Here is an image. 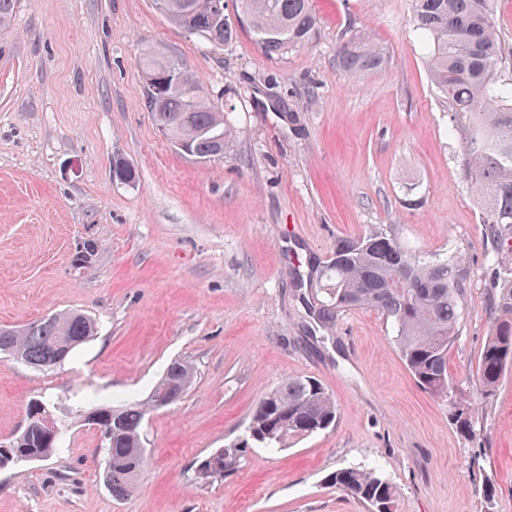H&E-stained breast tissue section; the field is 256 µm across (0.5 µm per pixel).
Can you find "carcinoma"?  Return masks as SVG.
<instances>
[{
  "mask_svg": "<svg viewBox=\"0 0 512 512\" xmlns=\"http://www.w3.org/2000/svg\"><path fill=\"white\" fill-rule=\"evenodd\" d=\"M176 0H155L157 9L185 31L219 46L233 39L237 28L224 19V33L215 34L208 9L194 16L176 13ZM243 17L261 52L272 58L311 43L318 33L312 0H241ZM417 30L430 45L431 84L448 103L453 125L450 134L466 133L463 175L470 183L483 214L490 245L494 288L488 298L490 333L474 375L473 399L491 398L512 366V77L499 74L503 60L493 0H411ZM339 66L351 75L381 67L383 53L363 37H353L338 50ZM182 80L192 88L190 101L170 89L146 91L148 108L158 128L173 141H191L197 155L215 148L221 137L227 147L229 129L224 111L205 96L186 67ZM319 287L306 306L325 327L354 309L380 313L393 330L396 350L417 384L446 398L452 392L448 352L467 301L464 257L459 251L425 255L404 245L392 227H378L336 241L332 256L316 266ZM98 333L97 324L80 311H68L22 327L0 328V354L6 352L35 369L65 363ZM192 365L171 363L147 399L121 405L92 406L111 428L104 448V483L112 496L134 492L145 465L143 424L158 399L178 400L191 388ZM451 418L463 433L473 430L471 402H450ZM335 402L315 377L282 381L255 407L248 436L267 448L279 449L333 427ZM26 419L23 431L7 443L13 455L39 454L46 458L61 448ZM224 468L213 473L197 469L210 482L224 478L241 463L243 446L224 448ZM336 489L364 504L367 512H393L397 489L381 472L363 466L336 470L329 478Z\"/></svg>",
  "mask_w": 512,
  "mask_h": 512,
  "instance_id": "carcinoma-1",
  "label": "carcinoma"
}]
</instances>
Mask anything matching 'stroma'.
Masks as SVG:
<instances>
[{
	"label": "stroma",
	"mask_w": 512,
	"mask_h": 512,
	"mask_svg": "<svg viewBox=\"0 0 512 512\" xmlns=\"http://www.w3.org/2000/svg\"><path fill=\"white\" fill-rule=\"evenodd\" d=\"M316 40L267 59L248 30L214 46L154 0H18L0 27V327L78 310L97 336L44 371L0 355V442L32 401L147 398L174 361L196 377L144 422L147 462L128 497L100 475L97 428L72 419L49 459L0 469V512H366L332 487L370 464L395 512H512V368L461 436L448 402L420 389L373 310L324 327L305 305L311 261L337 238L388 224L421 253L461 251L468 302L448 354L457 397L489 332L492 283L463 138L427 74L410 0H313ZM359 34L386 57L339 67ZM183 62L233 129L223 159L181 154L146 106L141 60ZM128 164L134 182L114 179ZM98 246L91 264L73 257ZM307 375L333 396V428L277 451L249 442L239 468L198 464L247 440L258 402ZM243 445L234 443L225 446L224 448H218L212 454H210L207 458L217 453L219 450L224 451V468L215 471L213 473H205L201 469L202 462L206 460L205 458L201 463H199L197 467L198 478L204 482H210L217 479H223L225 474H229L233 472L241 463V459L243 457Z\"/></svg>",
	"instance_id": "35a3bbf8"
}]
</instances>
